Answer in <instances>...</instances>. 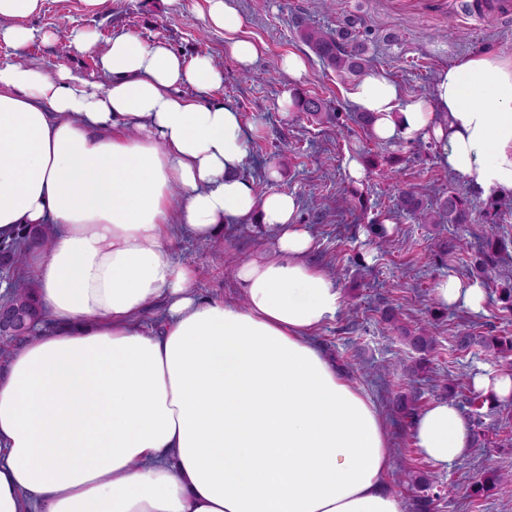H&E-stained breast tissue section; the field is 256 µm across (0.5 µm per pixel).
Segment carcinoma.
<instances>
[{"label": "carcinoma", "instance_id": "1", "mask_svg": "<svg viewBox=\"0 0 512 512\" xmlns=\"http://www.w3.org/2000/svg\"><path fill=\"white\" fill-rule=\"evenodd\" d=\"M359 21L349 19L344 26L332 31L310 26L303 21L296 22L301 40L306 43L327 66L340 75H351L360 71L367 59L368 47L359 38L357 25ZM294 107L306 115V118L318 124H335L338 117L324 100L299 95L295 98ZM396 207L415 218L421 224H468L471 222V210L467 200L450 192L437 202L428 200L423 188L410 184L398 192ZM51 242V236L45 227H24L19 237L10 242L0 243V273L15 278L17 288L3 298L0 306L6 312V318L13 321L15 330L0 331V343L6 347L27 342L29 326L39 317L40 308L35 289L28 281L19 277L16 264L19 254L25 249L45 248ZM506 250L505 240L490 234L483 239L472 260L473 268L480 274L498 265L501 252ZM404 340L414 350L426 354L433 350L435 337L430 335L429 327L404 331ZM460 349L480 346L495 357L507 360L512 357V336H474L470 332H462L456 337ZM420 395L414 390L402 392L396 397V408L403 421L411 423V419L420 410ZM464 404L479 413L484 406L497 408V400L489 395L473 389L464 395ZM402 485L413 486L417 495L413 498L415 512H433L438 495L431 493L433 481L417 475L412 471L405 472L399 478Z\"/></svg>", "mask_w": 512, "mask_h": 512}]
</instances>
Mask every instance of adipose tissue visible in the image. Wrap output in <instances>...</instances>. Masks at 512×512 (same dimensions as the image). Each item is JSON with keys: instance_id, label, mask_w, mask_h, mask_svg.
Segmentation results:
<instances>
[{"instance_id": "adipose-tissue-1", "label": "adipose tissue", "mask_w": 512, "mask_h": 512, "mask_svg": "<svg viewBox=\"0 0 512 512\" xmlns=\"http://www.w3.org/2000/svg\"><path fill=\"white\" fill-rule=\"evenodd\" d=\"M206 4L251 65L259 48L230 0ZM41 8L0 0V42L22 54L51 41L27 24ZM72 42L98 52L104 87L63 64L0 63V243L53 229L32 257L36 338L0 372V512H406L378 408L314 339L341 292L306 261L295 198L257 196L243 177L242 117L207 97L222 70L132 35L102 52L87 33ZM346 97L378 141L434 140L472 191L512 196V57H459L410 102L375 72ZM253 217L276 248L238 265L243 303L200 297L178 242ZM435 298L478 312L485 288L451 276ZM410 429L439 467L473 443L450 400Z\"/></svg>"}]
</instances>
